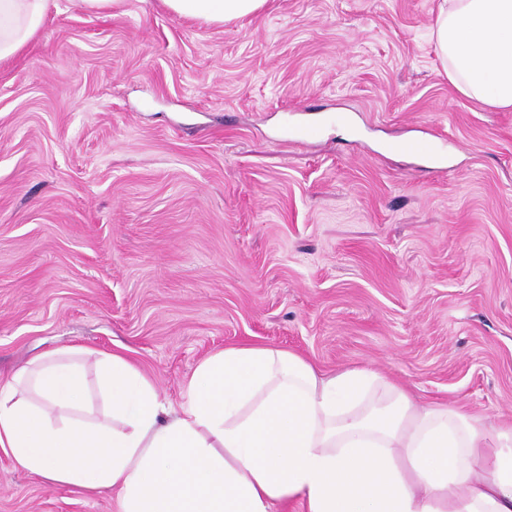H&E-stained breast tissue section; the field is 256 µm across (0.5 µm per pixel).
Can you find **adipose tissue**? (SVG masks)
I'll list each match as a JSON object with an SVG mask.
<instances>
[{
	"label": "adipose tissue",
	"instance_id": "1",
	"mask_svg": "<svg viewBox=\"0 0 512 512\" xmlns=\"http://www.w3.org/2000/svg\"><path fill=\"white\" fill-rule=\"evenodd\" d=\"M222 25L268 0H162ZM50 0H0V62L47 19ZM449 82L512 110V0H441L431 28ZM72 347L0 380V447L50 484L116 491L121 512H512V428L418 404L364 367L320 373L304 357L232 345L201 361L171 405L123 354L98 360L104 410L86 409Z\"/></svg>",
	"mask_w": 512,
	"mask_h": 512
}]
</instances>
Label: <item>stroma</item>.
Returning <instances> with one entry per match:
<instances>
[{"instance_id": "stroma-1", "label": "stroma", "mask_w": 512, "mask_h": 512, "mask_svg": "<svg viewBox=\"0 0 512 512\" xmlns=\"http://www.w3.org/2000/svg\"><path fill=\"white\" fill-rule=\"evenodd\" d=\"M439 4L269 0L216 26L56 0L0 64V378L120 350L176 405L257 343L512 425V112L451 86ZM406 139L444 165L389 151ZM0 512L120 508L0 448Z\"/></svg>"}]
</instances>
